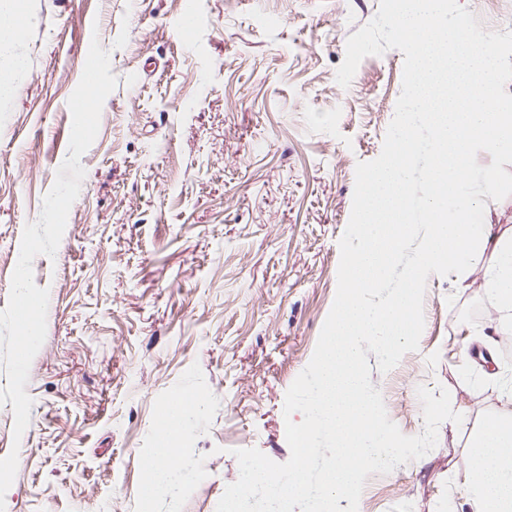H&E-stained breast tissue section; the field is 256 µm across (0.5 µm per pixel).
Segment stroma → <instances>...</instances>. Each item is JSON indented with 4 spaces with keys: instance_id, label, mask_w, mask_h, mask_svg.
Instances as JSON below:
<instances>
[{
    "instance_id": "stroma-1",
    "label": "stroma",
    "mask_w": 512,
    "mask_h": 512,
    "mask_svg": "<svg viewBox=\"0 0 512 512\" xmlns=\"http://www.w3.org/2000/svg\"><path fill=\"white\" fill-rule=\"evenodd\" d=\"M379 0H27L24 66L0 98V310L27 223L69 151L68 100L89 46L115 89L81 158L85 177L55 257L47 332L14 439L0 406V458L18 453L5 512H216L240 474L234 449L286 462L285 394L332 307L358 162L376 159L402 90L396 49L335 78L348 37ZM416 351L370 379L389 418L423 433L418 387L446 388L424 457L366 479L358 512H448L463 501L469 444L512 402V333L485 299L431 275ZM186 417L167 489L144 502V461L169 404Z\"/></svg>"
}]
</instances>
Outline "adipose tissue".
Instances as JSON below:
<instances>
[{
	"instance_id": "ef3b65f1",
	"label": "adipose tissue",
	"mask_w": 512,
	"mask_h": 512,
	"mask_svg": "<svg viewBox=\"0 0 512 512\" xmlns=\"http://www.w3.org/2000/svg\"><path fill=\"white\" fill-rule=\"evenodd\" d=\"M24 0H0V97L13 91V76L20 61L13 53L24 27ZM195 399H186L180 420L164 424L163 446L145 463L146 497L160 492L168 481V465L185 433L184 414ZM468 494L465 503L472 512H512V408L487 416L475 433L463 473Z\"/></svg>"
}]
</instances>
